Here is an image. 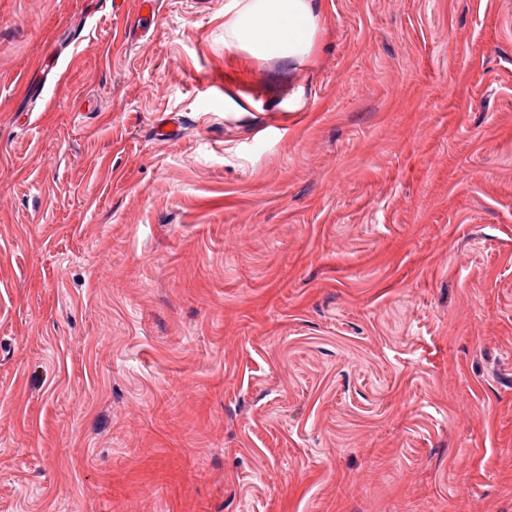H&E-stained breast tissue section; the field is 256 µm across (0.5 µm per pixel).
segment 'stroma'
<instances>
[{
  "mask_svg": "<svg viewBox=\"0 0 512 512\" xmlns=\"http://www.w3.org/2000/svg\"><path fill=\"white\" fill-rule=\"evenodd\" d=\"M136 2L0 0V512H512V0ZM240 8L224 22V40L255 59L302 60L319 33L313 0H234Z\"/></svg>",
  "mask_w": 512,
  "mask_h": 512,
  "instance_id": "obj_1",
  "label": "stroma"
}]
</instances>
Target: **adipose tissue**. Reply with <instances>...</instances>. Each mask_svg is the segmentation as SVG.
<instances>
[{
    "label": "adipose tissue",
    "instance_id": "obj_1",
    "mask_svg": "<svg viewBox=\"0 0 512 512\" xmlns=\"http://www.w3.org/2000/svg\"><path fill=\"white\" fill-rule=\"evenodd\" d=\"M224 37L256 59L302 60L319 33L313 0H239Z\"/></svg>",
    "mask_w": 512,
    "mask_h": 512
}]
</instances>
